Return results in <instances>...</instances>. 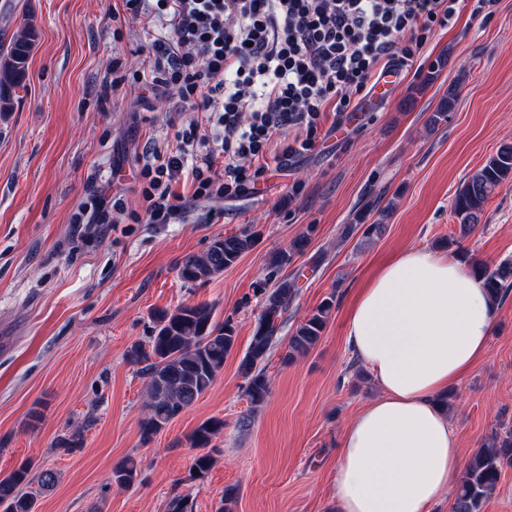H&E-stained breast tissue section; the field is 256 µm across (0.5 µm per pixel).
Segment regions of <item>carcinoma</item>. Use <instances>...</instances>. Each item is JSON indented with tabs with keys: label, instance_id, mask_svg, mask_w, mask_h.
Wrapping results in <instances>:
<instances>
[{
	"label": "carcinoma",
	"instance_id": "cac0c4a2",
	"mask_svg": "<svg viewBox=\"0 0 512 512\" xmlns=\"http://www.w3.org/2000/svg\"><path fill=\"white\" fill-rule=\"evenodd\" d=\"M37 39L33 22L20 26L7 48H0V112L10 108L14 90L23 85L28 62ZM455 104V95L448 92L429 119V126L446 118ZM512 179V143L501 145L496 154L472 174L460 188L453 202V214L462 232L467 233L480 223L484 206L494 191ZM306 236L293 240L287 250L276 253L269 262L275 271L290 265L307 246ZM254 245L252 235L245 232L216 237L201 254L186 256L179 265V276L188 283L205 282L235 264ZM472 269L499 302L512 293V263L490 268L475 262ZM297 295L295 282L283 278L273 288L264 290L261 311L256 320L249 346L240 362L246 380L245 396L251 411L261 408L270 395V382L261 364L280 343L282 316ZM335 302L334 297L321 304L298 323L288 337L284 359L292 361L304 355L319 342ZM152 330L145 342H137L128 350L130 363L140 367L147 378L144 414L138 421L140 437L149 442L174 418L192 407L214 384L224 366V358L236 343V327L229 318L216 320L215 306L209 302L180 304L175 308L153 313ZM92 417L67 427L55 443L56 448L71 453L84 445L85 433ZM224 430V420L211 417L202 421L188 436L191 447L204 450L195 457L192 472L200 475L214 462L213 441ZM512 466V425L502 424L470 458L449 506V512H481L484 502L496 490L504 468ZM139 475L138 464L128 458L112 470V481L129 486ZM51 487L56 473L50 468L35 469L30 461L0 478V512H36V498L23 492L32 483Z\"/></svg>",
	"mask_w": 512,
	"mask_h": 512
}]
</instances>
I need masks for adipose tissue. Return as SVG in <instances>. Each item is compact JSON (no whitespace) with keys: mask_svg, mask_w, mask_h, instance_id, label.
<instances>
[{"mask_svg":"<svg viewBox=\"0 0 512 512\" xmlns=\"http://www.w3.org/2000/svg\"><path fill=\"white\" fill-rule=\"evenodd\" d=\"M495 310L481 279L424 248L358 289L344 339L379 394L341 433L336 512H433L449 494L460 459L437 398L485 353Z\"/></svg>","mask_w":512,"mask_h":512,"instance_id":"obj_1","label":"adipose tissue"}]
</instances>
